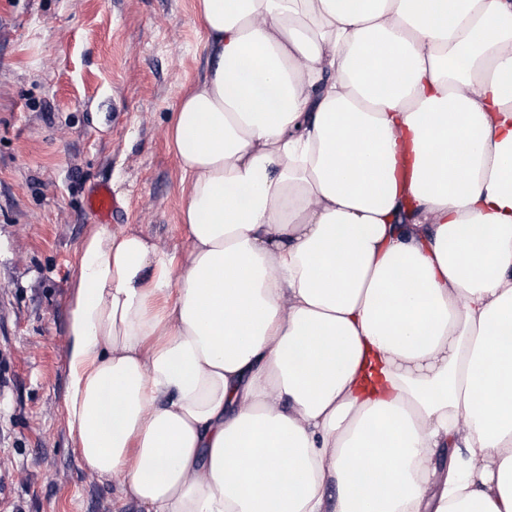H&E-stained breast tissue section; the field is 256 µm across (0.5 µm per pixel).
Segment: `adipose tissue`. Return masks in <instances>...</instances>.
Masks as SVG:
<instances>
[{
	"instance_id": "ef3b65f1",
	"label": "adipose tissue",
	"mask_w": 512,
	"mask_h": 512,
	"mask_svg": "<svg viewBox=\"0 0 512 512\" xmlns=\"http://www.w3.org/2000/svg\"><path fill=\"white\" fill-rule=\"evenodd\" d=\"M197 2L186 254L80 248L82 466L144 512H512V0Z\"/></svg>"
}]
</instances>
